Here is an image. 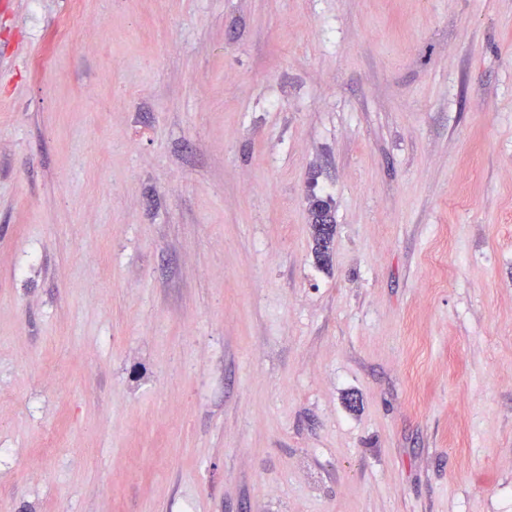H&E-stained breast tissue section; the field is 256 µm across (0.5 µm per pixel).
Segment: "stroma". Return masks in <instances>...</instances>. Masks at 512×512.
I'll return each mask as SVG.
<instances>
[{
	"label": "stroma",
	"mask_w": 512,
	"mask_h": 512,
	"mask_svg": "<svg viewBox=\"0 0 512 512\" xmlns=\"http://www.w3.org/2000/svg\"><path fill=\"white\" fill-rule=\"evenodd\" d=\"M1 448L0 512H512V0H0ZM312 215H313V233L315 241V256L317 262L321 266H327L330 263V245L333 240V236L324 237L321 236L317 231L318 224H324L327 222L333 223L332 212L329 204L322 200L316 199L312 204Z\"/></svg>",
	"instance_id": "stroma-1"
}]
</instances>
